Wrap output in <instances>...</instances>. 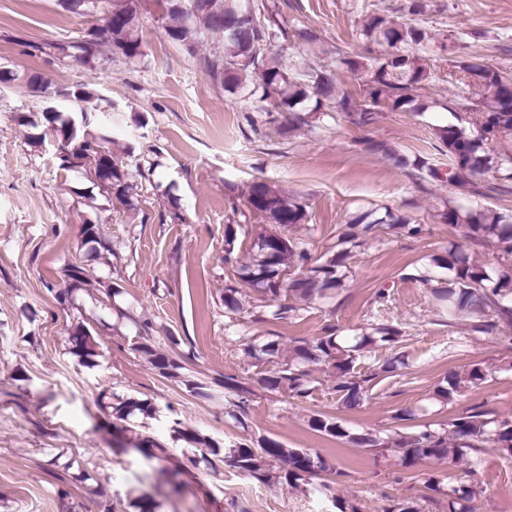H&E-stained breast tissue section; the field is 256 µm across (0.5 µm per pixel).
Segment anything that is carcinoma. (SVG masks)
<instances>
[{
  "label": "carcinoma",
  "instance_id": "1",
  "mask_svg": "<svg viewBox=\"0 0 512 512\" xmlns=\"http://www.w3.org/2000/svg\"><path fill=\"white\" fill-rule=\"evenodd\" d=\"M165 34L169 41L190 55L210 43L208 54L200 59L207 77L230 94L255 98L260 105L246 121L254 134L262 132L263 118L283 112V129L290 133L308 123V118L329 108L348 126L369 128L378 112H412L421 115L431 108L419 89L432 79L425 59L415 50L425 39V31L414 22L423 11L421 0H410L407 16L400 19L373 12L363 25L362 35L373 45H385L386 52L353 54L337 52L336 65L300 66L288 62V47L313 51L322 47L321 34L315 28L290 25L277 11L254 8L255 19L246 16L250 0H162ZM67 12L88 16L101 14L111 18L105 27H95L74 42L32 46L33 51L52 54L62 62L95 69L112 57L139 62L146 57L140 36L141 0H58ZM456 82L462 93L448 99L443 109L453 120L436 128L441 150L448 152V172L441 173L427 159L411 157L385 140L365 138L360 141L365 152L377 156L391 166L403 170L418 181L446 179L460 191V197L446 205L440 213L458 237L469 243L489 241L503 256H512V210L485 207L471 200V186L489 174L507 185L512 183V156L494 151V142L512 136V82L484 64L476 56L456 62ZM370 73L364 100L343 91L339 84L342 70ZM29 91L45 100L42 114L46 129L56 136V158L59 168L82 169L92 177L109 202H117L126 210L135 209V178L153 174V166L142 160L130 165L117 157L109 147V138L95 131L94 117L99 111L98 97L85 88L50 90L37 75L25 78ZM63 97L68 110L60 111L54 100ZM246 206L250 213L277 227L259 233L250 250L248 262L236 267L233 279L224 287V313L232 322L260 323L267 320L261 304L276 303L275 320H288L299 315V302L308 304L335 299L344 287L339 269L360 249L378 228L386 225L400 229L412 237L423 233L420 224L384 209L370 210L348 222L336 239L319 257H313L303 243L285 233L290 227L306 223L309 218L306 200L279 187L256 179L248 187ZM82 237L86 244L107 247L100 223L85 221ZM434 268L405 275V279L429 287V293L448 316V327L462 321L469 323L474 335L508 334L512 330V269L504 266L489 272L475 264L458 243L446 254L433 258ZM448 272L447 285L433 287L437 270ZM69 288L61 292L66 300L77 290L88 291L94 284L85 269L73 263L64 267ZM257 296L252 297L248 290ZM136 327L134 350L143 356L161 376L185 386L194 397L211 399L218 389L234 397V420L247 426V403L252 388L236 374L223 378L194 377L184 373V362L190 354L174 358L157 351L143 339L144 328L128 311L121 312ZM403 330L388 320L354 336H341L334 327L313 339L293 340L291 355L281 361L279 342L255 337L245 345L250 358L272 363V368L259 379L270 394L289 393L302 400L313 395L320 384L316 372L332 379L339 406L354 409L364 403L376 380L397 372L404 365L403 355H392L366 371L360 364L372 349L397 347ZM93 328L84 322L71 326L68 332L69 353L80 363L93 366L98 355ZM493 368L476 363L462 370H450L438 382L434 395L441 403L451 404L466 391L482 385ZM98 404L111 409L112 420L126 422L132 417L153 419L158 408L149 400L120 397L102 391ZM308 428L351 447L373 450L396 459L410 469L423 463H458L468 461L462 476L443 475L434 470H420L415 478L423 488L442 497L447 512H471L470 503L482 492L476 453L494 448L502 457H512V417H502L489 410L474 407L462 415L442 423L427 422L415 432L401 428L374 433L358 431L345 425L333 414L313 412L308 415ZM170 438L189 452L188 460L198 466L216 469L217 462L239 475L264 485L286 484L305 488L331 502L334 512H360L358 505L336 494L331 483L322 478L326 472L340 475L336 467L321 453L310 448H293L272 437H263L252 446L236 443L220 446L201 430L175 421L169 427ZM130 505L136 512H159L160 503L146 494L130 490Z\"/></svg>",
  "mask_w": 512,
  "mask_h": 512
}]
</instances>
